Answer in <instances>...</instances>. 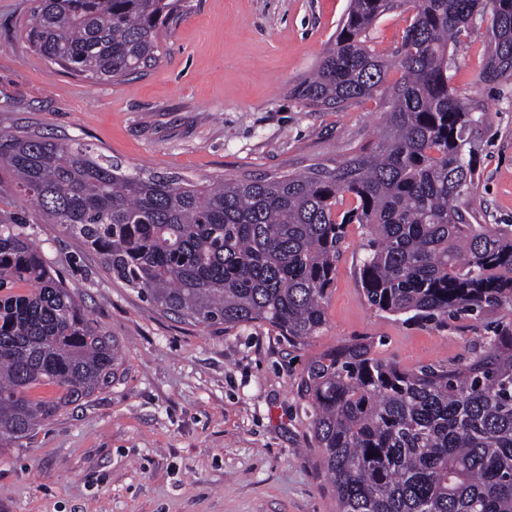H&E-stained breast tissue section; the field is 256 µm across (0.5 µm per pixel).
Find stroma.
I'll use <instances>...</instances> for the list:
<instances>
[{
	"instance_id": "35a3bbf8",
	"label": "stroma",
	"mask_w": 512,
	"mask_h": 512,
	"mask_svg": "<svg viewBox=\"0 0 512 512\" xmlns=\"http://www.w3.org/2000/svg\"><path fill=\"white\" fill-rule=\"evenodd\" d=\"M147 74L90 82L37 54L30 0H0V132L73 139L130 169L202 182L331 165L373 143L387 94L315 110L290 88L313 71L349 0H187ZM486 23L451 46L452 86L481 105L476 224H512V79L482 81ZM0 222L23 225L117 343L119 378L0 448V512H336L297 395L315 357L359 340L413 369L471 357L474 321L411 324L375 311L359 282L364 236L346 228L327 324L294 348L257 323L179 321L112 279L99 256L22 194L0 166Z\"/></svg>"
}]
</instances>
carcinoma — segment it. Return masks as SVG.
I'll list each match as a JSON object with an SVG mask.
<instances>
[{
	"instance_id": "1",
	"label": "carcinoma",
	"mask_w": 512,
	"mask_h": 512,
	"mask_svg": "<svg viewBox=\"0 0 512 512\" xmlns=\"http://www.w3.org/2000/svg\"><path fill=\"white\" fill-rule=\"evenodd\" d=\"M410 14L391 53L383 14ZM183 0H33L26 38L84 79L143 74ZM492 40L482 79L512 77V0H350L324 57L290 90L343 109L389 71L390 111L372 146L335 166L199 183L128 170L75 140L0 133V161L49 223L95 251L112 278L163 313L226 328L264 323L299 347L326 325L345 229L365 232L370 307L411 323L470 319L484 331L457 365L403 369L350 342L297 384L336 512H512V225L472 224L485 113L451 86L449 47L476 18ZM34 284L15 292L18 284ZM117 347L19 224H0V447L117 378ZM51 386L57 395L33 391Z\"/></svg>"
}]
</instances>
